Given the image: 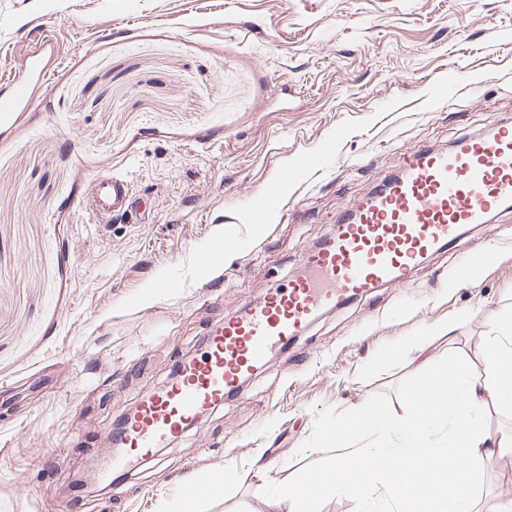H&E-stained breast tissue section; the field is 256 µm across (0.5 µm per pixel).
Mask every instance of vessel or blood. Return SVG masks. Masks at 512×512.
<instances>
[{
	"label": "vessel or blood",
	"instance_id": "vessel-or-blood-1",
	"mask_svg": "<svg viewBox=\"0 0 512 512\" xmlns=\"http://www.w3.org/2000/svg\"><path fill=\"white\" fill-rule=\"evenodd\" d=\"M49 75L42 46L28 54L26 77L0 93V122L25 111ZM87 202L99 217L133 207L130 184L94 178ZM512 209V122L446 148L410 150L404 170L381 179L336 217L337 230L304 253L300 270L261 302L225 315L200 359L137 408L119 433L124 451L103 477L131 470L210 409L223 405L272 356L304 336L324 312L374 289L406 284L430 255L455 246L465 229Z\"/></svg>",
	"mask_w": 512,
	"mask_h": 512
}]
</instances>
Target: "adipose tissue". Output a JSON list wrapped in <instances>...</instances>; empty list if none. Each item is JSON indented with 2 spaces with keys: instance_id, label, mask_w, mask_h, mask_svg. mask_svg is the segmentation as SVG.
<instances>
[{
  "instance_id": "1",
  "label": "adipose tissue",
  "mask_w": 512,
  "mask_h": 512,
  "mask_svg": "<svg viewBox=\"0 0 512 512\" xmlns=\"http://www.w3.org/2000/svg\"><path fill=\"white\" fill-rule=\"evenodd\" d=\"M485 336L486 359L475 371L456 355L434 362L413 392L402 417L355 409L335 435L337 454L319 458L317 471L291 481L259 484L279 512H317L320 499L336 494L355 498L361 512H373L379 490L399 499L406 512H417L422 499L442 512H474L470 475L493 453L512 450V437L485 429L488 405L512 408V317L496 313ZM347 467L346 481L336 479Z\"/></svg>"
}]
</instances>
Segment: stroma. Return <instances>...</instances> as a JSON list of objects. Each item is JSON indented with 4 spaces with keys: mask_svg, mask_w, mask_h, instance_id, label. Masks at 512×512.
I'll return each instance as SVG.
<instances>
[{
    "mask_svg": "<svg viewBox=\"0 0 512 512\" xmlns=\"http://www.w3.org/2000/svg\"><path fill=\"white\" fill-rule=\"evenodd\" d=\"M40 42L49 77L0 123V512H277L258 469L313 473L307 449L332 455L352 407L404 415L426 374L421 337L427 357L481 369L488 311L512 313V211L405 286L322 314L134 470L74 490L113 422L228 312L287 283L407 149L512 120V0H0V90ZM311 153L324 171L247 222ZM104 174L127 177L143 222L86 208ZM219 238L234 247L213 269L200 257ZM476 251L489 263L456 279ZM230 471L225 494L179 491ZM471 477L478 501L505 497L512 455Z\"/></svg>",
    "mask_w": 512,
    "mask_h": 512,
    "instance_id": "stroma-1",
    "label": "stroma"
}]
</instances>
